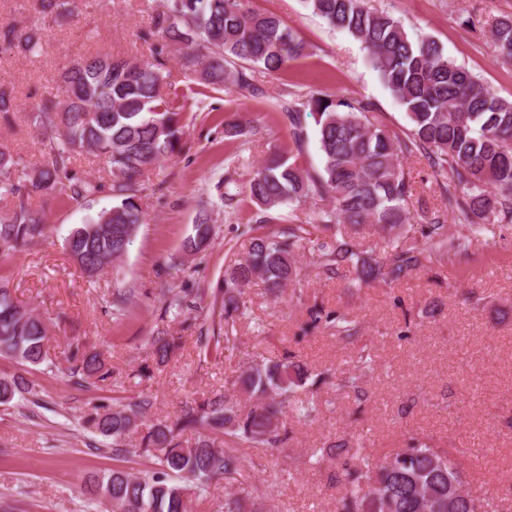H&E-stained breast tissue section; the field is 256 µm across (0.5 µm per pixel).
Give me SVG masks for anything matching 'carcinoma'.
<instances>
[{
  "label": "carcinoma",
  "mask_w": 512,
  "mask_h": 512,
  "mask_svg": "<svg viewBox=\"0 0 512 512\" xmlns=\"http://www.w3.org/2000/svg\"><path fill=\"white\" fill-rule=\"evenodd\" d=\"M48 21L59 24L74 15L78 0H42ZM312 14L331 28L361 42L381 82L405 108L411 123L407 138L388 130L363 100L312 92L306 99H279L297 151L306 140L305 116L316 117L321 167L310 172L281 154L259 167L246 192L261 212L260 224H275L277 211L310 196L328 197L327 209L313 212L305 224L249 237L246 257L228 266L219 317L224 335L204 337L215 348L236 346L241 295L253 280L275 288L294 281L295 253L310 248L323 274L353 267L357 280L369 285L412 277L423 261L466 251L471 239L448 231L447 213L458 209L481 232L480 222L493 216L512 224V101L498 97L468 70L449 60L429 37H411L402 22L365 0H304ZM492 38L501 60L512 63V15L494 19ZM151 35L181 46L183 66L214 90L256 91L253 76L237 62L278 73L309 54L308 45L277 16L251 11L244 0H162L152 18ZM0 46L27 56L41 51L34 32L17 35L0 26ZM98 54L64 70L55 93L29 113L31 124L55 136L40 141V160L31 164L0 143V198L10 200L0 214V258H8L43 238L47 225L32 196L64 194L84 205L105 185L71 173L72 159L106 154L112 164L110 190L115 203L85 224L74 227L64 249L85 274L94 278L114 267L140 227L139 203L144 176L181 150L180 115L187 98L168 81L164 63ZM425 154L438 171L450 172L444 209L422 212L415 235L397 242L410 220V180L401 159ZM374 224L384 233L383 257L358 250L348 231ZM186 241L190 252L205 249L214 228L208 217L196 220ZM192 310L186 291L165 300L164 312ZM310 326L332 329L340 337L356 327L337 311L317 304L308 309ZM47 328L33 311L0 285V357L21 365L45 360ZM156 364L166 363L177 346L160 331L152 337ZM70 374L78 384H95L110 375L98 352L73 356ZM307 374L289 359L255 361L242 371L240 387L255 399L245 412L235 394L185 400L176 420L138 432L151 406L149 397L128 404L102 406L88 419L95 432L112 440V457L150 465L133 473L117 466L88 481L83 494L105 512H188L189 498H204L211 482L228 475L254 490L251 454H264L288 436L282 420L287 394L305 384ZM38 398L36 384L20 375L0 378V405ZM198 434L191 444L180 435ZM224 435L235 448H217L212 436ZM360 465L347 470L339 512H500L497 496H473L465 489L459 457L465 450L441 452L419 438L408 448L372 462L363 439L357 441Z\"/></svg>",
  "instance_id": "obj_1"
}]
</instances>
